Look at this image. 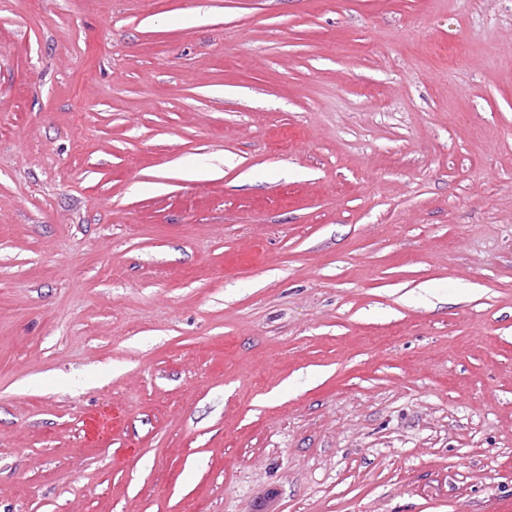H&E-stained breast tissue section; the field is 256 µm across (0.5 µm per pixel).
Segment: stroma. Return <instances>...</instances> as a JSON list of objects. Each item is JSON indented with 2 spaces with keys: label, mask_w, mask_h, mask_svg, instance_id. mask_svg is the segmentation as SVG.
<instances>
[{
  "label": "stroma",
  "mask_w": 512,
  "mask_h": 512,
  "mask_svg": "<svg viewBox=\"0 0 512 512\" xmlns=\"http://www.w3.org/2000/svg\"><path fill=\"white\" fill-rule=\"evenodd\" d=\"M0 512H512V0H0Z\"/></svg>",
  "instance_id": "obj_1"
}]
</instances>
